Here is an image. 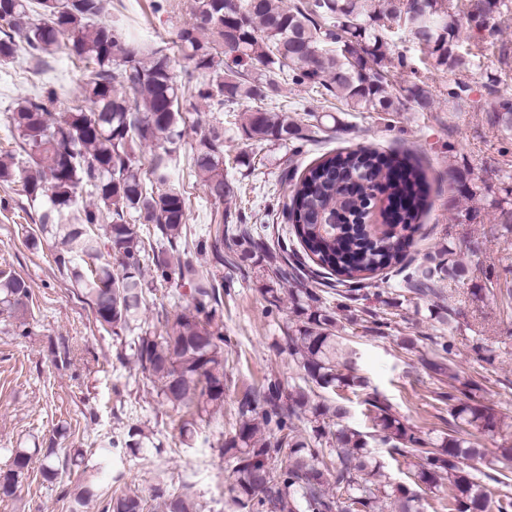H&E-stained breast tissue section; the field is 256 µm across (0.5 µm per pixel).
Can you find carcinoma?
Returning a JSON list of instances; mask_svg holds the SVG:
<instances>
[{
	"mask_svg": "<svg viewBox=\"0 0 512 512\" xmlns=\"http://www.w3.org/2000/svg\"><path fill=\"white\" fill-rule=\"evenodd\" d=\"M109 0H0V64L24 51L36 65L49 64L61 47L90 78L62 113L49 104L56 91L22 98L10 112L15 148L0 150V183L20 184L30 200H44L38 224L26 235L36 249L54 239L55 262L77 287L76 295L94 313L98 326L120 337L138 330L127 343L131 358L156 389L160 404L178 415L179 436L197 422L224 411V334L216 322L223 306L224 277L203 278L189 257V197L171 182V164L185 135V112L204 103L220 112H244L238 130L246 141L291 147L297 153L317 143L310 124L267 102L281 85H300L343 102L349 112H430L435 100L417 78L397 88L390 69L409 68L395 50L394 30L407 33L425 54L428 71H462L477 54L457 49L462 30L484 27L501 0H195L191 21L176 33L174 47L192 64L179 82L174 56L163 47L134 40L119 22L101 16ZM497 122L512 128V99L493 104ZM149 150L143 163L140 154ZM28 166L19 168L16 152ZM196 177L207 196L222 204L243 194L242 179L224 175V127L200 130L192 147ZM452 184L473 202L483 188L463 173L449 170ZM284 213L292 236L277 237L288 269L275 267L278 279L298 287L283 291L269 282L260 287L269 305L288 295L295 316L286 336L288 354L303 371L306 387L286 393L276 379L248 391L238 404L235 433L220 445L234 452L231 501L239 512H417L418 496L405 485L376 478L367 435L341 425L349 415L344 395L367 385L357 375L353 350L337 330L338 316L351 311L366 281L378 275L418 295L435 293V284L461 278L466 269L457 249L443 248L429 264L411 266L406 248L427 207L428 183L421 167L396 154L358 144L325 154L303 170L288 172ZM89 191L84 202L83 191ZM403 199L410 206L395 216L382 204ZM268 224L219 221L208 248L224 264V241L235 246L230 263L269 251ZM313 266H308L307 262ZM164 282H195L191 305L165 315L160 327L145 328L140 313L152 283L145 269ZM336 291L327 304L325 289ZM32 292L15 272L0 269V312L27 333ZM426 370L456 378L446 362L451 343L435 337ZM454 429L441 442L421 437L379 397L368 400L367 418L380 427L383 441L397 454L415 459V477L428 488L445 486L448 512H512V448L484 463L460 465V458L482 460L473 444L458 436L490 434L503 424L479 387L463 382L444 396ZM307 421L304 437L296 422ZM274 426L266 436L264 426ZM336 458L319 459L325 437ZM43 480L52 482L77 460L58 449L12 448L0 467V499L17 496L33 461ZM101 497L88 470L70 497L69 512H84ZM102 512H198L189 486L170 492L158 476L146 499L114 491Z\"/></svg>",
	"mask_w": 512,
	"mask_h": 512,
	"instance_id": "obj_1",
	"label": "carcinoma"
}]
</instances>
